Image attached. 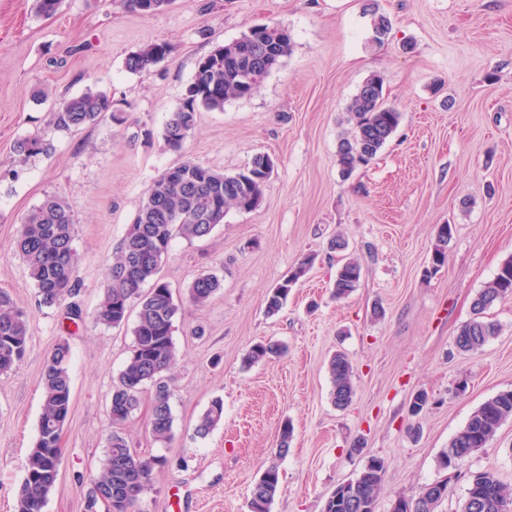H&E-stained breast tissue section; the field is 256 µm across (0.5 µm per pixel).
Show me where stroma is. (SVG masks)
Here are the masks:
<instances>
[{"mask_svg":"<svg viewBox=\"0 0 512 512\" xmlns=\"http://www.w3.org/2000/svg\"><path fill=\"white\" fill-rule=\"evenodd\" d=\"M392 24L371 46L363 0H175L144 17L114 0H62L38 15L34 0H0V289L30 319L24 359L0 374V512H15L37 437L41 376L59 340L69 343L72 413L59 478L44 512H84L90 479L111 431L109 404L132 346L131 325L106 328L92 314L106 271L146 192L190 159L226 173L259 153L274 161L262 205L229 209L203 239L175 238L160 276L179 310L180 356L168 374L172 439L150 433L151 394L124 425L131 447L161 458L135 512H249L252 484L271 464L280 482L271 512H323L336 486L370 459L385 471L376 512L443 479L442 454L488 398L512 389V297L486 312L500 327L477 353L454 339L477 292L512 257V0H376ZM289 30L293 50L248 98L198 113L181 151L163 141L198 61L256 25ZM148 42L169 55L142 73L127 57ZM374 73L402 114L385 147L341 179L336 147L347 107ZM89 89L108 93L116 118L71 132L50 123L59 104ZM40 136L50 152L18 162L17 139ZM48 195L75 223L79 287L40 303L16 252V230ZM454 227L446 264L428 274L438 225ZM343 236L363 269L358 288L333 294ZM315 261L274 317L270 289L307 255ZM216 274L205 306L185 301L192 280ZM385 315L373 316L374 306ZM283 357L245 364L256 343ZM344 352L352 403L331 399L328 362ZM429 402L412 416L418 392ZM224 419L206 437L196 424L212 400ZM293 437L278 456L280 429ZM493 469L512 486V419L462 466L437 512H459L470 472Z\"/></svg>","mask_w":512,"mask_h":512,"instance_id":"35a3bbf8","label":"stroma"}]
</instances>
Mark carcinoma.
Wrapping results in <instances>:
<instances>
[{
	"mask_svg": "<svg viewBox=\"0 0 512 512\" xmlns=\"http://www.w3.org/2000/svg\"><path fill=\"white\" fill-rule=\"evenodd\" d=\"M373 16L371 42L379 45L390 34V19L379 14L374 4L364 5ZM292 38L280 26L263 25L233 42L218 46L197 64L192 82L180 104L170 113L165 126L167 149L178 152L195 127L198 112L222 110L224 102L247 98L262 85L268 75L292 51ZM170 52L165 43L148 42L126 59V68L140 73L161 61ZM383 78L370 76L353 96L347 112L351 134L340 138L337 164L344 179L369 164L398 129L402 113L384 100ZM112 111V99L103 92L87 91L67 99L61 112L52 113L58 131H72L98 123ZM51 149L40 136L16 141L14 153L25 160ZM274 170L268 155L255 156L250 165L234 174L200 165L190 159L164 170L147 190L138 215L118 248L119 255L107 272L103 297L94 311V321L105 327L125 324L131 307H137L132 330L133 345L124 368L112 389L109 415L112 432L100 473L91 479L85 501L86 512H93L97 495L119 496L118 512H132L147 490L158 459L145 460L132 451L122 426L139 408L143 394L153 391L151 434L162 444L172 438L173 416L165 373L175 363L178 350L173 340V322L179 305L170 286L158 274L170 242L179 235L188 239L208 236L223 223L231 208L252 211L264 200L265 188ZM453 227L437 228L432 269L437 271L447 259ZM75 225L67 204L56 195H47L22 219L16 248L29 279L37 289L40 302L54 305L74 294L79 257L73 247ZM315 257H305L282 283L271 289L266 312L274 316L288 299L291 284L305 274ZM362 266L355 258L345 260L337 269L333 283L336 298H346L357 288ZM222 288L214 273L198 275L187 288V300L195 306L206 305ZM512 295V258L504 261L494 279L482 288L472 302V318L455 337L456 348L476 353L497 335L498 325L486 319L485 312L502 298ZM29 342V317L11 295L0 290V373L12 370L24 357ZM278 343H257L246 362L255 363L280 355ZM70 348L59 341L44 366L42 402L38 436L27 459L26 473L18 490L16 512H44L48 497L58 478V452L64 427L72 411ZM333 389L331 397L339 408L348 406L355 395L352 366L348 358L335 354L329 361ZM224 417L219 399L200 417L196 434L207 436ZM512 419V390H503L484 401L450 441L441 458L442 468H459L477 450L485 447L499 427ZM385 470L384 462L372 458L348 485L332 493L324 512H374ZM279 487L277 466L266 467L254 483L248 501L249 512H270ZM448 496V480L421 488L417 497L406 500L410 512H436ZM460 512H512V487L504 484L492 470L471 474Z\"/></svg>",
	"mask_w": 512,
	"mask_h": 512,
	"instance_id": "obj_1",
	"label": "carcinoma"
}]
</instances>
